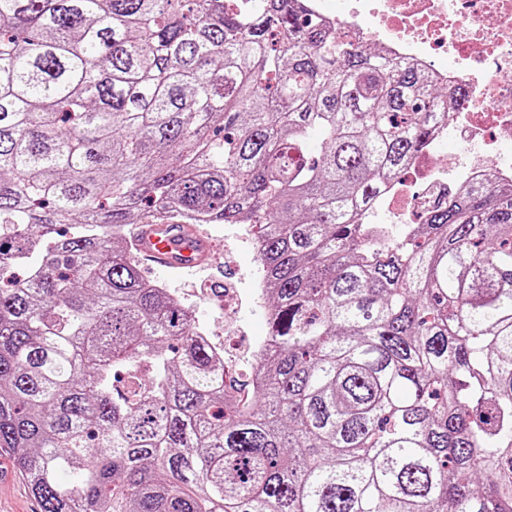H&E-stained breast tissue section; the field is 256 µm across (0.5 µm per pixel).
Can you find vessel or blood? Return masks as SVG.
I'll list each match as a JSON object with an SVG mask.
<instances>
[{"mask_svg": "<svg viewBox=\"0 0 512 512\" xmlns=\"http://www.w3.org/2000/svg\"><path fill=\"white\" fill-rule=\"evenodd\" d=\"M129 234L137 244L139 264L151 270L187 273L220 266L211 243L196 225L148 221L133 225Z\"/></svg>", "mask_w": 512, "mask_h": 512, "instance_id": "obj_1", "label": "vessel or blood"}]
</instances>
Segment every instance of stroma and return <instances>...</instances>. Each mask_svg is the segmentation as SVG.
<instances>
[{
  "label": "stroma",
  "mask_w": 512,
  "mask_h": 512,
  "mask_svg": "<svg viewBox=\"0 0 512 512\" xmlns=\"http://www.w3.org/2000/svg\"><path fill=\"white\" fill-rule=\"evenodd\" d=\"M216 252L221 259L232 263L238 270L237 287L240 291L236 310L225 311L219 302L220 294L214 288L191 287V275L147 273V280L166 284L185 303L194 305L198 322L213 340L226 345L225 361L233 381L246 380L253 363L249 350L268 332L265 317L255 307L247 289L249 280L257 270L254 255L244 239L238 224H210L206 227ZM0 512H41L25 476L14 466L8 449H0Z\"/></svg>",
  "instance_id": "stroma-1"
}]
</instances>
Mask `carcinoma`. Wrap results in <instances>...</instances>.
Masks as SVG:
<instances>
[{
  "label": "carcinoma",
  "mask_w": 512,
  "mask_h": 512,
  "mask_svg": "<svg viewBox=\"0 0 512 512\" xmlns=\"http://www.w3.org/2000/svg\"><path fill=\"white\" fill-rule=\"evenodd\" d=\"M289 2L0 0V448L42 512H512V187L375 239L466 92ZM159 210L258 228L243 406L116 245Z\"/></svg>",
  "instance_id": "carcinoma-1"
}]
</instances>
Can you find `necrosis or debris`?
Listing matches in <instances>:
<instances>
[{
    "label": "necrosis or debris",
    "mask_w": 512,
    "mask_h": 512,
    "mask_svg": "<svg viewBox=\"0 0 512 512\" xmlns=\"http://www.w3.org/2000/svg\"><path fill=\"white\" fill-rule=\"evenodd\" d=\"M299 7L352 46H377L468 95L464 110L437 124L431 137L435 145L454 140L456 153L421 179L387 184L393 223H418L456 183L490 173L512 183V0H349L343 9L331 0H299Z\"/></svg>",
    "instance_id": "1"
}]
</instances>
